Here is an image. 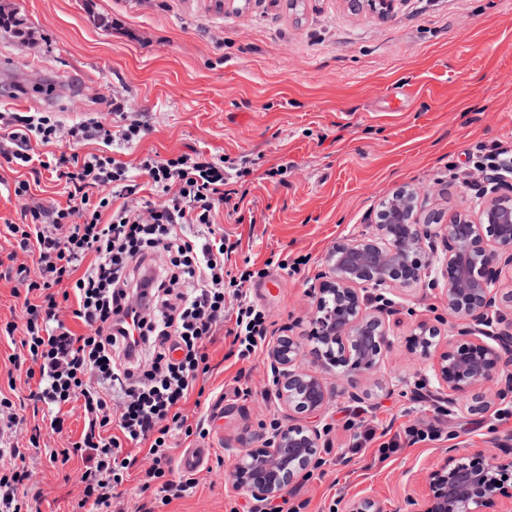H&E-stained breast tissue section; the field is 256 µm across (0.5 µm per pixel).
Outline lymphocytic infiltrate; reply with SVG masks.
I'll use <instances>...</instances> for the list:
<instances>
[{
    "label": "lymphocytic infiltrate",
    "mask_w": 512,
    "mask_h": 512,
    "mask_svg": "<svg viewBox=\"0 0 512 512\" xmlns=\"http://www.w3.org/2000/svg\"><path fill=\"white\" fill-rule=\"evenodd\" d=\"M141 132L137 121L112 132L95 116L65 127L44 112L0 113V160L11 171L27 170L28 179L14 181L12 191L26 201L30 217L0 228L14 242L0 268H12L21 254L33 263L12 290L21 320L1 325L0 334H21L13 366L32 384L28 401L47 407L53 432L63 430V407L81 404L79 440L49 455L54 464L75 456L83 462L76 512H109L116 487L132 470L140 490L154 492L143 512L195 487L194 477H173L171 440L178 432L205 433L203 421L189 423L183 406L205 392L208 346L224 333L245 360L270 333L264 313L247 298L251 272L224 277V257L235 245L216 225L234 195L223 159L149 154L133 165L114 157V141L130 144ZM97 139L104 147L95 153L53 150L63 140ZM136 170L164 195L163 203H130ZM45 172L63 183L65 205L34 201L30 180ZM228 286L237 298L230 309ZM76 322L84 333L73 331ZM24 421L21 407L0 392V512H28L32 473L23 459L26 447H39L41 433L23 436ZM143 443L150 463L141 468L123 448Z\"/></svg>",
    "instance_id": "1"
}]
</instances>
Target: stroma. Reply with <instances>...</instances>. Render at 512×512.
Listing matches in <instances>:
<instances>
[{
    "label": "stroma",
    "mask_w": 512,
    "mask_h": 512,
    "mask_svg": "<svg viewBox=\"0 0 512 512\" xmlns=\"http://www.w3.org/2000/svg\"><path fill=\"white\" fill-rule=\"evenodd\" d=\"M0 105L49 112L63 124L107 111L113 98L145 131L124 158L198 149L246 165L236 187L246 198L224 209L219 228L236 250L232 275L263 271L250 298L276 336L302 347L298 366L329 386L355 389L376 431L439 423L445 438L401 449L387 461L353 451L356 430L342 419L352 401L331 402L322 421L331 452L320 474L291 486L305 512H330L333 499L370 496L386 512H408L431 466L447 456V436L485 454L512 448V430L493 429V413L447 414L418 401L429 363L406 349L421 321L451 333L442 288L390 292L386 318L394 342L372 372L319 368L312 353L308 287L330 247L374 232L370 219L404 187L420 189L418 213L445 224L478 202L466 185L476 144L512 146V0H397L381 17L350 0H0ZM110 26H100L99 15ZM287 165L276 175L277 165ZM212 403L224 414L206 437L175 436L173 460L203 453L197 484L161 512H232L249 503L230 479L241 450L276 424L309 425L269 393L270 357L242 361L229 340L209 346ZM71 408L62 433L43 427L30 449L38 493L30 512H71L81 462L64 468L49 451L83 430Z\"/></svg>",
    "instance_id": "1"
}]
</instances>
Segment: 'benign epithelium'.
<instances>
[{
    "instance_id": "7a95c632",
    "label": "benign epithelium",
    "mask_w": 512,
    "mask_h": 512,
    "mask_svg": "<svg viewBox=\"0 0 512 512\" xmlns=\"http://www.w3.org/2000/svg\"><path fill=\"white\" fill-rule=\"evenodd\" d=\"M418 199L414 189L396 191L376 214L377 233L338 242L327 253L310 287L313 338L323 346L318 361L342 366L346 374L375 369L392 347L383 292L442 280L456 335L442 345L436 328L419 323L406 347L433 360V380L448 410L483 413L512 396V319L501 310V301L512 304V197L492 188L477 216L459 212L442 233L431 230L434 219L420 222ZM300 354L291 337L270 349L272 391L285 407L316 412L345 395L318 372L296 369ZM493 380V395L475 393ZM327 433L326 427L288 424L263 434L261 447L239 457L234 487L257 501L280 495L308 471ZM510 468L512 459L471 455L451 444L448 458L430 472L425 496L411 501L412 512H483ZM346 512L384 510L366 496L351 501Z\"/></svg>"
}]
</instances>
